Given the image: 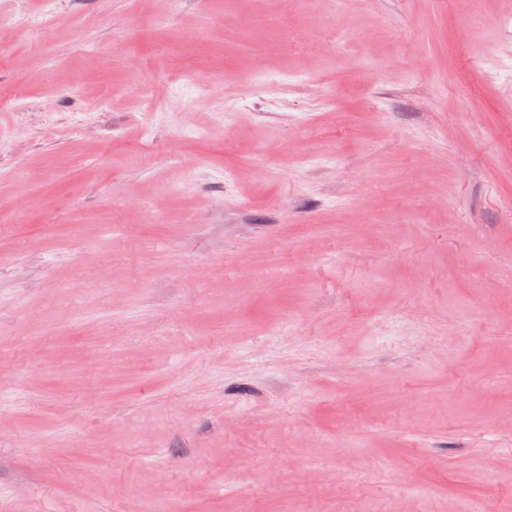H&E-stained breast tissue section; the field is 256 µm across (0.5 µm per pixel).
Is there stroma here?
<instances>
[{"instance_id":"obj_1","label":"stroma","mask_w":512,"mask_h":512,"mask_svg":"<svg viewBox=\"0 0 512 512\" xmlns=\"http://www.w3.org/2000/svg\"><path fill=\"white\" fill-rule=\"evenodd\" d=\"M475 8L478 31L455 0L17 16L0 512L512 504V0ZM86 276L81 263H75L71 273L62 286V293L65 297H81L86 292Z\"/></svg>"}]
</instances>
